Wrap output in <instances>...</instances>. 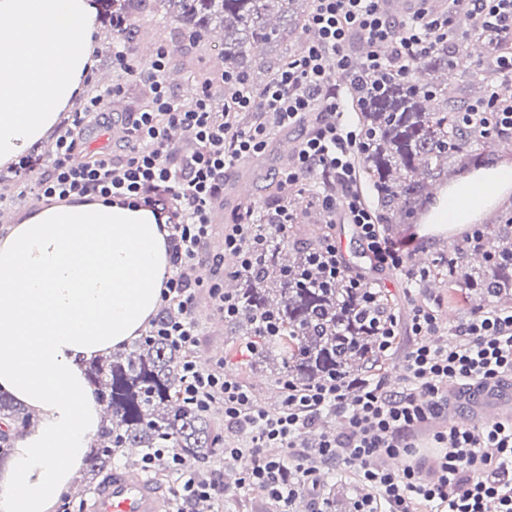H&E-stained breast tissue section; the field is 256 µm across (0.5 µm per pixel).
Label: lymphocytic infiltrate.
<instances>
[{"mask_svg":"<svg viewBox=\"0 0 512 512\" xmlns=\"http://www.w3.org/2000/svg\"><path fill=\"white\" fill-rule=\"evenodd\" d=\"M382 2L312 0L306 19L309 37L301 50L260 88L249 87L237 73L224 70L222 82L235 90L220 101L206 84L188 100L169 86L166 45H159L152 59L136 62L125 41H113L112 67L122 74L123 83L88 95L83 110L68 116L47 172L30 184L29 191L48 202L79 197L147 207L164 218L171 270L161 302L176 307L177 313L154 322L152 333L186 353L181 362L185 401L202 410L221 403L225 424L243 435V442L222 450L224 457L248 461L239 487L258 488L278 504V512H291L299 490L317 493L321 465L356 461L358 490L351 512H421L429 505L436 512H512V420L465 429L439 423L453 387L483 389L512 379V308L482 311L457 326L450 342L436 346L430 341L438 330L434 314L425 306H414L410 331L416 343L403 363L402 390H386L380 379L348 375L303 388L286 381L275 413L255 403L248 388L229 377L223 366L205 367L190 355L199 336L192 317L199 289H207L225 318H235L240 311V299L225 291L219 277L221 257L209 259L203 251L212 233L211 208L224 193L225 175L262 154L273 128L299 126L310 115L318 117L292 164L276 176L279 199L261 220L248 211L225 230V250L240 259L238 274L252 270L270 227L282 229L290 223L289 188L320 173L333 176L345 192L339 197L320 194L318 206L330 215L343 212L355 224L377 266L407 270L411 240L387 236L354 189L361 132L337 122L341 103L334 87L355 64L404 72L447 41L461 13L478 19L494 35L512 37V0H448L444 12L429 9V0H419V8L405 18L389 15ZM356 33L366 43V53L357 63L347 52ZM127 81L149 99L144 109L126 118L131 148L120 158L105 153L83 159L75 131L104 116ZM325 411L339 417L342 433L324 431L311 445H303V434ZM423 431L439 448L427 463L414 458L413 439ZM272 446L283 448L284 457L269 456ZM384 457H402L406 463L386 467L380 463ZM143 461L148 470L163 462L180 472L171 512H189L201 500L223 507L220 470L184 472L180 455L169 448L150 449Z\"/></svg>","mask_w":512,"mask_h":512,"instance_id":"obj_1","label":"lymphocytic infiltrate"}]
</instances>
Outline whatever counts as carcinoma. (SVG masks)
<instances>
[{"mask_svg":"<svg viewBox=\"0 0 512 512\" xmlns=\"http://www.w3.org/2000/svg\"><path fill=\"white\" fill-rule=\"evenodd\" d=\"M112 15L142 17L151 9L179 24L182 37L194 44L219 30L223 33L224 66L241 74L257 88L251 49L257 44H282L304 24L309 6L297 0H107ZM478 22L470 20V35L437 47L426 58L396 74L390 70L357 68L346 79L350 99L358 110L363 145L360 165L376 197V217L384 227L405 224L427 185L448 174L451 163H465L474 141L500 146L512 143V134L484 137L480 125L494 123V115L475 114L468 105L477 95L453 96L438 82L445 70H465L471 49L480 45ZM315 248L311 242L294 248L286 263L278 247L266 250L258 269L237 283L242 312L248 325L262 314L273 315L281 335L268 340L279 356L284 375L297 384H310L328 375L360 373L379 366L374 350L376 320L391 313L386 298L375 300L347 287L340 278L322 284L319 271L306 262ZM485 269L467 273L460 258L446 257L436 275L448 281L457 301L477 296L480 302L512 300V221L502 220L498 232L483 233ZM182 352L158 336H143L130 348L92 360L86 375L103 406L102 427L90 443L82 481L94 480L128 449L146 453L151 448H178L201 457L224 441V429L215 421L214 406L202 412L180 396ZM24 428L32 418L6 392L0 391V420Z\"/></svg>","mask_w":512,"mask_h":512,"instance_id":"obj_1","label":"carcinoma"}]
</instances>
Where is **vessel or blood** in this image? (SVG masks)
Returning a JSON list of instances; mask_svg holds the SVG:
<instances>
[{"instance_id":"1","label":"vessel or blood","mask_w":512,"mask_h":512,"mask_svg":"<svg viewBox=\"0 0 512 512\" xmlns=\"http://www.w3.org/2000/svg\"><path fill=\"white\" fill-rule=\"evenodd\" d=\"M511 410L512 389L500 385L480 390L470 410L452 413L451 418L464 425L475 417ZM165 497L164 487L142 473L115 470L93 490L91 512H161Z\"/></svg>"}]
</instances>
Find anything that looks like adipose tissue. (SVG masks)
I'll use <instances>...</instances> for the list:
<instances>
[{
  "label": "adipose tissue",
  "mask_w": 512,
  "mask_h": 512,
  "mask_svg": "<svg viewBox=\"0 0 512 512\" xmlns=\"http://www.w3.org/2000/svg\"><path fill=\"white\" fill-rule=\"evenodd\" d=\"M97 0H0V166L41 140L101 49ZM512 196V164L479 166L425 217L464 230ZM168 230L144 207L42 206L0 237V390L37 423L0 467V512H51L101 424L85 364L139 336L160 304Z\"/></svg>",
  "instance_id": "obj_1"
}]
</instances>
